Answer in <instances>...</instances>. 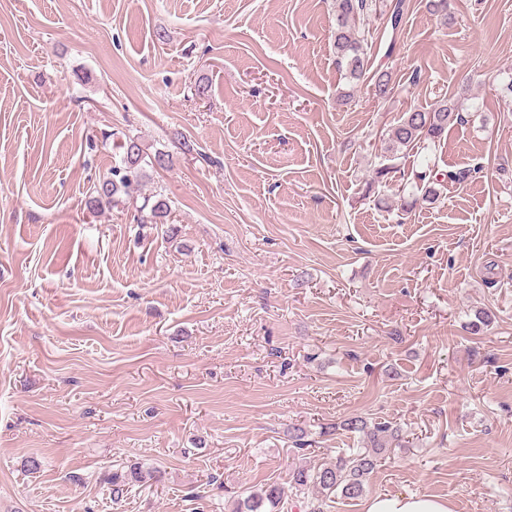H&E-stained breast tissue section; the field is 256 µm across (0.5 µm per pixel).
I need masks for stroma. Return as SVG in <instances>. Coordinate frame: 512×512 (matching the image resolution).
<instances>
[{
	"label": "stroma",
	"instance_id": "1",
	"mask_svg": "<svg viewBox=\"0 0 512 512\" xmlns=\"http://www.w3.org/2000/svg\"><path fill=\"white\" fill-rule=\"evenodd\" d=\"M450 11L376 21L382 102L336 70L332 0H0V512H235L357 447L355 415L413 443L325 512H512V0ZM453 95L432 158L483 177L377 207L391 126ZM128 135L171 158L142 189L167 223L86 205ZM134 465L165 478L113 501ZM148 203L140 207L137 215H134L136 223L139 224H164L171 214V206L167 198L160 195L150 207L148 213H145ZM365 512H452L448 502L429 496L377 495L367 500Z\"/></svg>",
	"mask_w": 512,
	"mask_h": 512
}]
</instances>
